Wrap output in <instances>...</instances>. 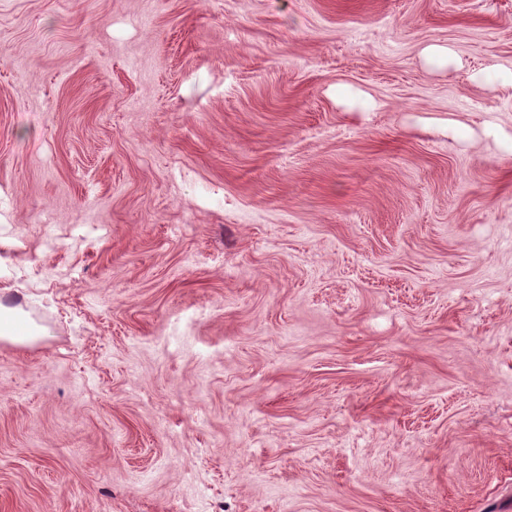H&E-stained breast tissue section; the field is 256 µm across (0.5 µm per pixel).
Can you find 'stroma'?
I'll list each match as a JSON object with an SVG mask.
<instances>
[{"instance_id": "stroma-1", "label": "stroma", "mask_w": 512, "mask_h": 512, "mask_svg": "<svg viewBox=\"0 0 512 512\" xmlns=\"http://www.w3.org/2000/svg\"><path fill=\"white\" fill-rule=\"evenodd\" d=\"M494 69L512 0H0V512H512ZM0 305V341L25 344L36 341L44 333L27 324L19 314Z\"/></svg>"}]
</instances>
